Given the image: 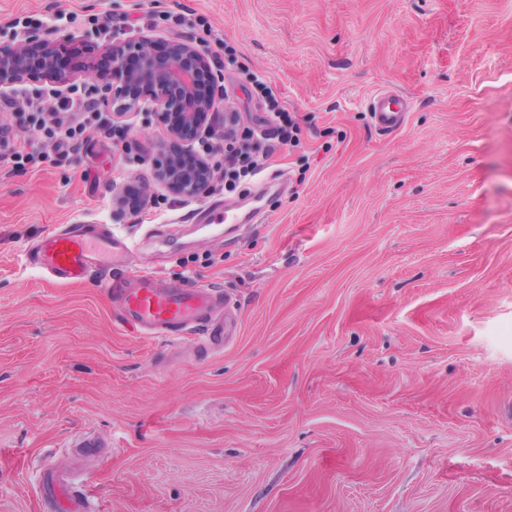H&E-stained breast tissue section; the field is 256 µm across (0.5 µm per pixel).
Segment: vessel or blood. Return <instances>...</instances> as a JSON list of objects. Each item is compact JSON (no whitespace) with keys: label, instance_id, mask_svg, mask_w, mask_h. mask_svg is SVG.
<instances>
[{"label":"vessel or blood","instance_id":"b4317fda","mask_svg":"<svg viewBox=\"0 0 512 512\" xmlns=\"http://www.w3.org/2000/svg\"><path fill=\"white\" fill-rule=\"evenodd\" d=\"M409 110V99L398 91L378 93L370 101L372 124L383 133L401 128ZM135 251L133 241L106 225L66 224L37 240L25 260L57 283L105 276L122 320L141 336L166 342L190 337L201 351L223 349L229 299L222 290L187 288L148 271L129 274L126 266ZM39 493L50 500L52 512H89L87 496L53 471H45Z\"/></svg>","mask_w":512,"mask_h":512}]
</instances>
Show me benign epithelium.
Returning <instances> with one entry per match:
<instances>
[{
  "label": "benign epithelium",
  "instance_id": "obj_1",
  "mask_svg": "<svg viewBox=\"0 0 512 512\" xmlns=\"http://www.w3.org/2000/svg\"><path fill=\"white\" fill-rule=\"evenodd\" d=\"M104 64L97 67L68 62L58 41L30 33L21 41L0 42V88L22 84L37 76L51 84L65 85L77 77H90L110 93L106 103L112 119L121 120L148 104L166 126L167 141L155 158L158 184L186 198L204 194L213 166L205 159H191L192 144L209 128L208 118L217 107L213 89L220 76L211 67L208 53L191 40H174L164 51L154 50L147 39L113 43L103 49ZM143 197H112L114 215L142 204Z\"/></svg>",
  "mask_w": 512,
  "mask_h": 512
}]
</instances>
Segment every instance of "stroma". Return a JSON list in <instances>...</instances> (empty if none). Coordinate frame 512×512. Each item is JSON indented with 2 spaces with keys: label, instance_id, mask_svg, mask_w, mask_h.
Masks as SVG:
<instances>
[{
  "label": "stroma",
  "instance_id": "obj_1",
  "mask_svg": "<svg viewBox=\"0 0 512 512\" xmlns=\"http://www.w3.org/2000/svg\"><path fill=\"white\" fill-rule=\"evenodd\" d=\"M199 19L208 54L234 49L223 109L262 115L246 86L265 74L300 144L187 200L154 179L153 113L65 157L10 119L43 155L0 153V512H51L47 466L92 512H512V0H0V41L69 33L97 64ZM382 88L413 104L392 135L368 111ZM131 177L148 204L114 217ZM258 192L256 223L209 225ZM78 222L138 242L129 270L226 292L223 352L140 337L98 277L26 264Z\"/></svg>",
  "mask_w": 512,
  "mask_h": 512
}]
</instances>
